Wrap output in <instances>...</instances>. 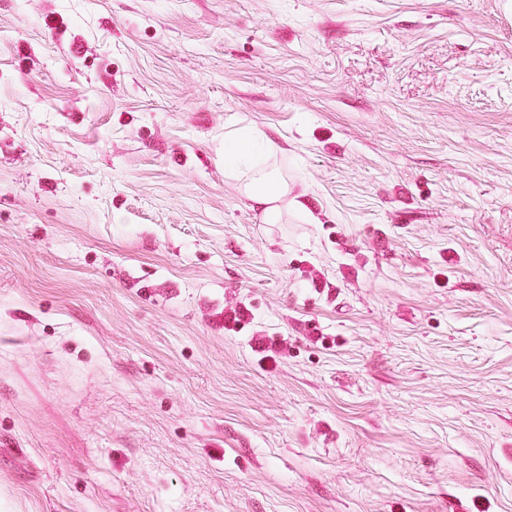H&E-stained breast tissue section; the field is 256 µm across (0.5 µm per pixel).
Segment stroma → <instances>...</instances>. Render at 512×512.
I'll return each mask as SVG.
<instances>
[{
	"mask_svg": "<svg viewBox=\"0 0 512 512\" xmlns=\"http://www.w3.org/2000/svg\"><path fill=\"white\" fill-rule=\"evenodd\" d=\"M0 512H512V0H0ZM276 146L263 132L242 128L224 134V178L235 182L240 192L261 209L267 224H277L287 200L295 211L304 214L306 207L296 198L288 201V182L270 163Z\"/></svg>",
	"mask_w": 512,
	"mask_h": 512,
	"instance_id": "obj_1",
	"label": "stroma"
}]
</instances>
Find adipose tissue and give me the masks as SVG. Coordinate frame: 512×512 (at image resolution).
Masks as SVG:
<instances>
[{"label": "adipose tissue", "mask_w": 512, "mask_h": 512, "mask_svg": "<svg viewBox=\"0 0 512 512\" xmlns=\"http://www.w3.org/2000/svg\"><path fill=\"white\" fill-rule=\"evenodd\" d=\"M275 151V144L254 128L224 135V177L237 184L240 192L261 210L268 224L280 221L283 201H290L297 212L306 210L301 202L289 200L288 183L271 163Z\"/></svg>", "instance_id": "obj_1"}]
</instances>
